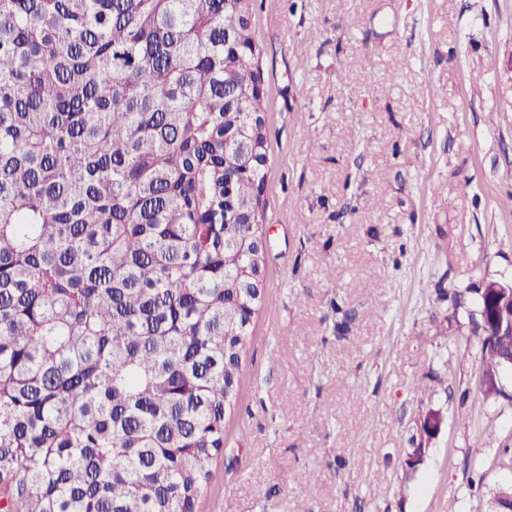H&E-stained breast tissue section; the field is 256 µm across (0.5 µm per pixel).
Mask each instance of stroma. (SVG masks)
<instances>
[{
  "instance_id": "1",
  "label": "stroma",
  "mask_w": 512,
  "mask_h": 512,
  "mask_svg": "<svg viewBox=\"0 0 512 512\" xmlns=\"http://www.w3.org/2000/svg\"><path fill=\"white\" fill-rule=\"evenodd\" d=\"M253 15L266 290L197 512H470L512 483V376L483 393L474 335L512 283V0Z\"/></svg>"
}]
</instances>
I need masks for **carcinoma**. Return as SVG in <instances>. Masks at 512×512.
<instances>
[{
    "instance_id": "cac0c4a2",
    "label": "carcinoma",
    "mask_w": 512,
    "mask_h": 512,
    "mask_svg": "<svg viewBox=\"0 0 512 512\" xmlns=\"http://www.w3.org/2000/svg\"><path fill=\"white\" fill-rule=\"evenodd\" d=\"M252 14L0 0V512H196L265 288Z\"/></svg>"
}]
</instances>
